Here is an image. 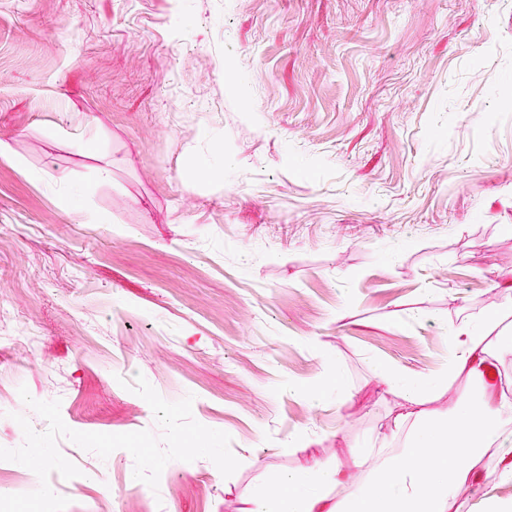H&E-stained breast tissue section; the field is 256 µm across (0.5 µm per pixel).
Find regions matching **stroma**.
<instances>
[{
    "label": "stroma",
    "mask_w": 512,
    "mask_h": 512,
    "mask_svg": "<svg viewBox=\"0 0 512 512\" xmlns=\"http://www.w3.org/2000/svg\"><path fill=\"white\" fill-rule=\"evenodd\" d=\"M502 310L512 336V0H0V446L22 385L157 431L140 373L240 462L154 491L62 439L66 512H238L349 461L403 411L377 364L442 373ZM511 468L449 512L512 501Z\"/></svg>",
    "instance_id": "35a3bbf8"
}]
</instances>
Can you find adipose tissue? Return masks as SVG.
<instances>
[{"label":"adipose tissue","mask_w":512,"mask_h":512,"mask_svg":"<svg viewBox=\"0 0 512 512\" xmlns=\"http://www.w3.org/2000/svg\"><path fill=\"white\" fill-rule=\"evenodd\" d=\"M495 324L491 316L481 327L454 329L449 375L483 382L484 369L501 353L489 339ZM404 399L408 410L398 425L408 443L404 451L363 448L350 463L289 473L244 499L240 512H448L458 486L487 453L512 455V401L480 395L447 413L430 412L418 383L408 386Z\"/></svg>","instance_id":"ef3b65f1"}]
</instances>
